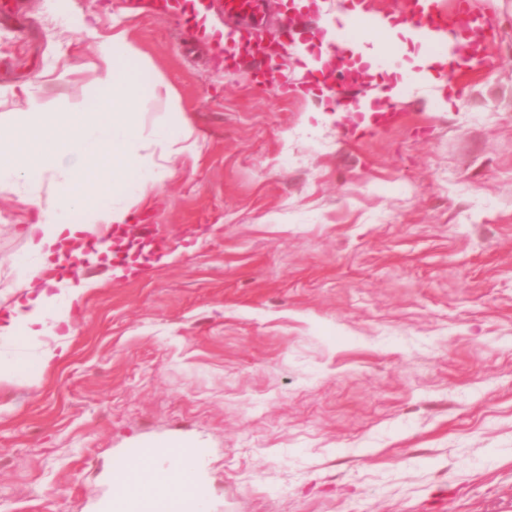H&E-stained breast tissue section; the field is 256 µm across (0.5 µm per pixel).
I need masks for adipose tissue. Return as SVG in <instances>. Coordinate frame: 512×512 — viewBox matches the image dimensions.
<instances>
[{"label": "adipose tissue", "instance_id": "adipose-tissue-1", "mask_svg": "<svg viewBox=\"0 0 512 512\" xmlns=\"http://www.w3.org/2000/svg\"><path fill=\"white\" fill-rule=\"evenodd\" d=\"M132 57L124 31L113 32L102 49L106 96L76 103L64 112L41 111L38 100L30 99V110L39 114L37 122L0 144V179L27 182V202L36 211L35 223L25 231L33 262L17 283L29 299L0 323V336L54 337L56 347L42 355L46 368L62 357L74 328L70 311L82 304L92 284L80 276L68 277L63 293L57 294L43 288V281L58 263L81 259L76 246L85 243L87 235L128 222L131 208L147 203L157 191L150 160L139 152L142 124L131 110L144 78L143 68ZM67 157L74 160L68 177L53 194L41 196L43 176ZM95 196L109 197L114 204L98 211L94 223H72L71 214L85 209Z\"/></svg>", "mask_w": 512, "mask_h": 512}]
</instances>
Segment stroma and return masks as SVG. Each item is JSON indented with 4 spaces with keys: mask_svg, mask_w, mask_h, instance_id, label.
<instances>
[{
    "mask_svg": "<svg viewBox=\"0 0 512 512\" xmlns=\"http://www.w3.org/2000/svg\"><path fill=\"white\" fill-rule=\"evenodd\" d=\"M0 12V134L29 96L63 111L102 91L123 29L150 94L146 140L189 124L151 206L167 258L94 283L54 367L42 336L0 345V512H99L130 449L197 450L205 512H512V0L489 65L450 107L406 98L404 123L350 146V109L320 89L256 90L250 67L121 0H18ZM295 26L303 72L330 55L325 15L263 0ZM0 184V322L34 220Z\"/></svg>",
    "mask_w": 512,
    "mask_h": 512,
    "instance_id": "1",
    "label": "stroma"
}]
</instances>
